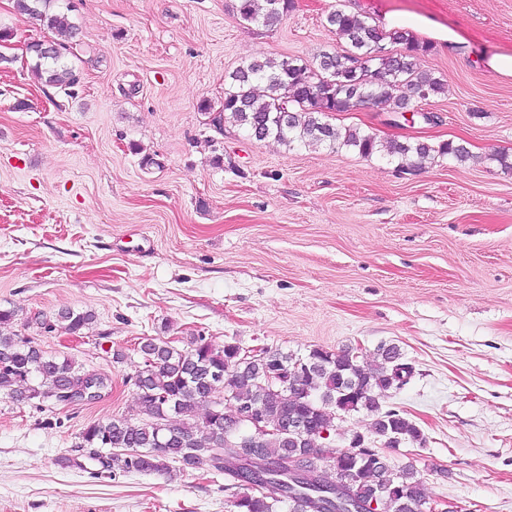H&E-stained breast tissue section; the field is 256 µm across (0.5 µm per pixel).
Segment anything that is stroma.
Listing matches in <instances>:
<instances>
[{
	"label": "stroma",
	"instance_id": "1",
	"mask_svg": "<svg viewBox=\"0 0 512 512\" xmlns=\"http://www.w3.org/2000/svg\"><path fill=\"white\" fill-rule=\"evenodd\" d=\"M272 29L242 23L238 0H54L77 28L72 91L34 73L46 24L0 0V309L44 351L109 375L97 403L64 407L0 394V512H230L212 469L97 479L60 465L84 428L139 421L129 377L142 341L352 347L372 362L400 348L414 374L385 392L422 443L410 465L430 500L512 512V79L482 60L512 54V0H294ZM381 22L423 17L455 29L420 69L446 85L422 102L437 123L384 125L380 109L331 113L382 141L464 144L410 174L380 153L284 146L216 133L243 62L345 49L331 6ZM222 165H215V158ZM93 311L82 336L39 328Z\"/></svg>",
	"mask_w": 512,
	"mask_h": 512
}]
</instances>
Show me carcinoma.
Returning <instances> with one entry per match:
<instances>
[{
    "mask_svg": "<svg viewBox=\"0 0 512 512\" xmlns=\"http://www.w3.org/2000/svg\"><path fill=\"white\" fill-rule=\"evenodd\" d=\"M51 0H17L18 10L39 20L54 32L50 43L56 55L35 53L36 75L45 83L68 89L77 84L73 68L63 63L73 53L76 27L63 14H49ZM294 8V0H239V16L248 23L272 28ZM325 24L345 40L342 51L325 52L313 61L287 64V57L252 60L224 78V99L216 105L202 99L198 109L213 115L211 122L225 128L230 123L257 142L273 140L287 147L294 143L345 146L362 156L383 150L391 159L427 160L450 156L465 164L473 155L452 141L434 146L425 141L390 140L380 146L377 137L357 128L339 130L327 121L328 113L344 112L350 104L376 107L392 117L415 110L413 101H427L445 93V84L431 72L417 67L416 58L431 46L418 41L408 30L385 31L355 13L334 8ZM404 46L388 51L384 41ZM15 311L0 310V392L17 402L38 399L56 402L66 387L88 381L104 387L110 378L92 373L68 357L52 356L13 330ZM95 322L90 311L61 309L55 322L42 321L46 329L57 326L80 334ZM147 369L138 373L135 387L139 414L133 422L114 417L88 425L81 434V448L97 449L99 462L91 474L111 478L118 473L140 472L171 476L187 468L207 465L224 474V490L230 492L233 512H330L338 506L329 497L347 488L362 500L377 498V512H425L427 495L423 481L411 466H378L346 455L340 464L318 458L311 462L308 477L286 482L262 478L263 489L253 490L240 479L231 459L236 414L241 406L261 410L272 432L259 444L263 474L283 468L291 457L310 453L320 432L335 431V419L365 411L371 417L370 432L385 448L423 440L421 431L400 410L385 409L380 395L405 385L412 367L401 362L395 346L378 347L380 361L372 366L358 362L352 348L329 351L313 348L305 355L261 349L264 357L246 356L237 343L220 347L203 336H193L183 347L151 338L141 349ZM302 359L309 368L293 371ZM286 366L287 387L272 383L268 365ZM224 371V394L229 406L215 408L208 397L212 373ZM307 422L296 434L283 429L291 420Z\"/></svg>",
    "mask_w": 512,
    "mask_h": 512,
    "instance_id": "obj_1",
    "label": "carcinoma"
}]
</instances>
